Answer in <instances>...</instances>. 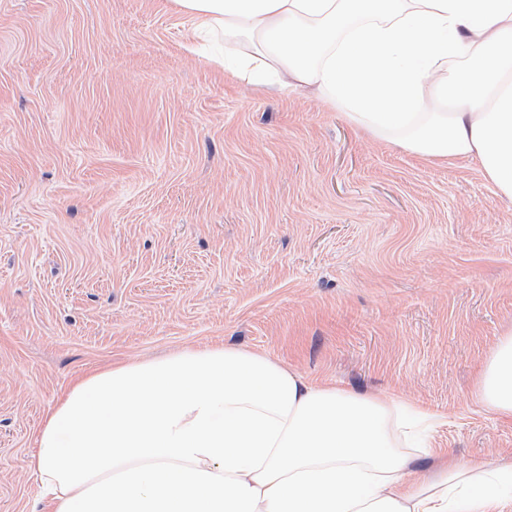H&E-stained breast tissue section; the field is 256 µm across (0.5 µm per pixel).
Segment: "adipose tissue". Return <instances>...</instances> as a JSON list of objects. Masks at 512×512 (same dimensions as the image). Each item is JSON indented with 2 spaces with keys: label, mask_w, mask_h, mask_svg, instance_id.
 <instances>
[{
  "label": "adipose tissue",
  "mask_w": 512,
  "mask_h": 512,
  "mask_svg": "<svg viewBox=\"0 0 512 512\" xmlns=\"http://www.w3.org/2000/svg\"><path fill=\"white\" fill-rule=\"evenodd\" d=\"M171 2L223 39L225 73L312 88L422 157L478 158L512 201V0ZM476 399L512 418V331ZM443 422L205 345L81 379L27 466L50 512H512V460L418 467Z\"/></svg>",
  "instance_id": "1"
}]
</instances>
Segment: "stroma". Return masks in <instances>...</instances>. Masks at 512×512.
I'll list each match as a JSON object with an SVG mask.
<instances>
[{
    "label": "stroma",
    "instance_id": "obj_1",
    "mask_svg": "<svg viewBox=\"0 0 512 512\" xmlns=\"http://www.w3.org/2000/svg\"><path fill=\"white\" fill-rule=\"evenodd\" d=\"M512 329V203L313 91L237 82L170 0H0V512L96 369L222 344L440 415L512 459L476 383Z\"/></svg>",
    "mask_w": 512,
    "mask_h": 512
}]
</instances>
